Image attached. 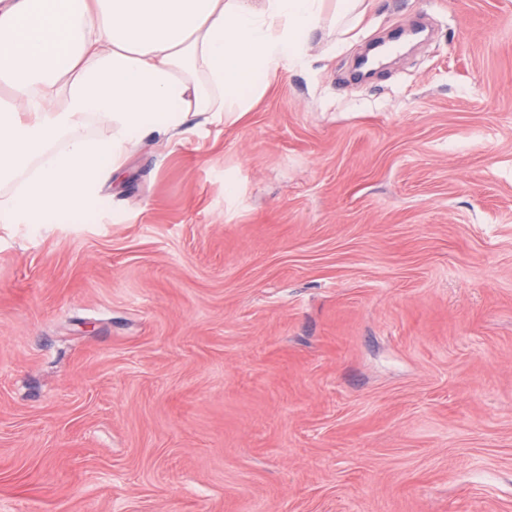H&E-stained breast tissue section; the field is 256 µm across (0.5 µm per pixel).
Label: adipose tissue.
I'll return each instance as SVG.
<instances>
[{
    "label": "adipose tissue",
    "instance_id": "ef3b65f1",
    "mask_svg": "<svg viewBox=\"0 0 512 512\" xmlns=\"http://www.w3.org/2000/svg\"><path fill=\"white\" fill-rule=\"evenodd\" d=\"M361 2L0 0V223L86 211L144 138L250 111L315 30L346 34Z\"/></svg>",
    "mask_w": 512,
    "mask_h": 512
}]
</instances>
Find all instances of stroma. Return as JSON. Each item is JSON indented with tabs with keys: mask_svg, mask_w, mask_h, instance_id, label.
<instances>
[{
	"mask_svg": "<svg viewBox=\"0 0 512 512\" xmlns=\"http://www.w3.org/2000/svg\"><path fill=\"white\" fill-rule=\"evenodd\" d=\"M363 8L0 224V512H512V0Z\"/></svg>",
	"mask_w": 512,
	"mask_h": 512,
	"instance_id": "1",
	"label": "stroma"
}]
</instances>
